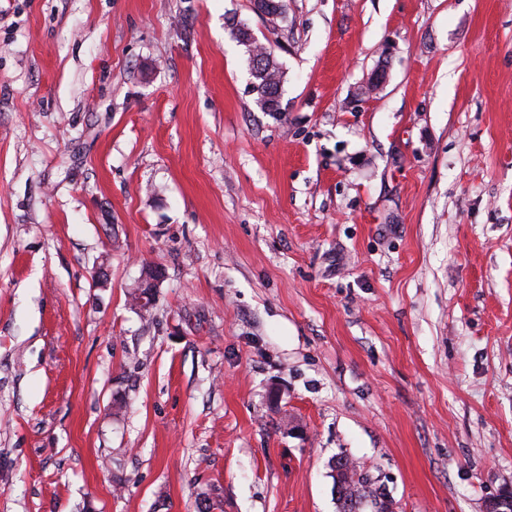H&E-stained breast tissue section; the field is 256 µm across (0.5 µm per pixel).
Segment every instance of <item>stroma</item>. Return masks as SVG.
Wrapping results in <instances>:
<instances>
[{"mask_svg": "<svg viewBox=\"0 0 512 512\" xmlns=\"http://www.w3.org/2000/svg\"><path fill=\"white\" fill-rule=\"evenodd\" d=\"M339 456L512 492V0H0V512H338ZM231 35L247 49L249 55V70L253 79L252 91L257 94V104L265 112H278V103L281 93L282 72L278 64L270 61L271 56L267 48L256 43L251 32L244 25L233 27ZM265 60V63H262Z\"/></svg>", "mask_w": 512, "mask_h": 512, "instance_id": "1", "label": "stroma"}]
</instances>
